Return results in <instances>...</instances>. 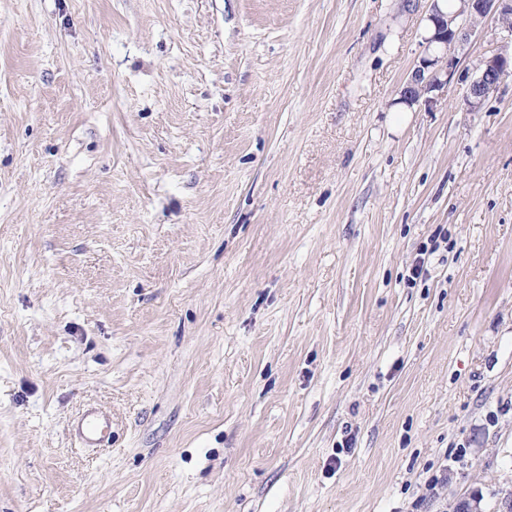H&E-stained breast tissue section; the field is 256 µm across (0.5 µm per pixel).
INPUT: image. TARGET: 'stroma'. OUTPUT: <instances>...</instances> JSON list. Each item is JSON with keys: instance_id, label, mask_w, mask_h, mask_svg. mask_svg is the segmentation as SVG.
<instances>
[{"instance_id": "stroma-1", "label": "stroma", "mask_w": 512, "mask_h": 512, "mask_svg": "<svg viewBox=\"0 0 512 512\" xmlns=\"http://www.w3.org/2000/svg\"><path fill=\"white\" fill-rule=\"evenodd\" d=\"M428 8L0 0V512H497L512 78L401 104ZM71 430L84 448H99L112 434V417L98 408L84 410L71 423Z\"/></svg>"}]
</instances>
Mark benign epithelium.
<instances>
[{"label": "benign epithelium", "instance_id": "7a95c632", "mask_svg": "<svg viewBox=\"0 0 512 512\" xmlns=\"http://www.w3.org/2000/svg\"><path fill=\"white\" fill-rule=\"evenodd\" d=\"M430 2L425 56L401 89L400 100L410 107L421 101L428 104L429 94L455 77L465 84L467 111L481 112L512 74V0H454L450 11L443 7L444 0ZM488 18L496 23L499 48L481 55L473 70L459 69L456 51L471 41Z\"/></svg>", "mask_w": 512, "mask_h": 512}]
</instances>
